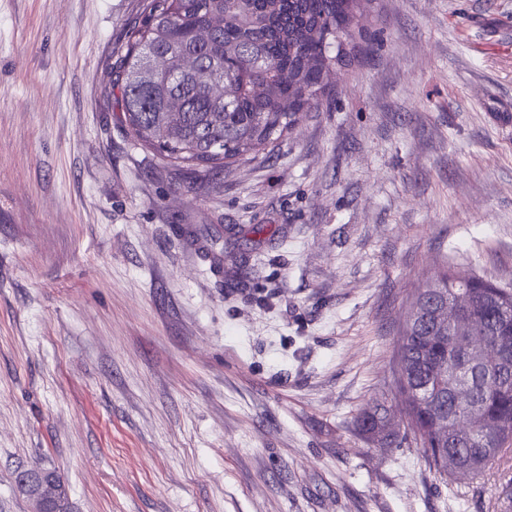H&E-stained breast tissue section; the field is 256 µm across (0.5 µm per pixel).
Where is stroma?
Here are the masks:
<instances>
[{"instance_id": "1", "label": "stroma", "mask_w": 512, "mask_h": 512, "mask_svg": "<svg viewBox=\"0 0 512 512\" xmlns=\"http://www.w3.org/2000/svg\"><path fill=\"white\" fill-rule=\"evenodd\" d=\"M144 0H0V512H512L379 447L416 288H512V0H369L272 157L194 175L108 89ZM386 410L380 404H374L363 410L358 417L359 430L369 438L386 441L398 437V434L387 431ZM391 440V439H390ZM33 473L43 475L47 479H51L59 484L62 489V498L59 502L52 505V510L49 512H70L71 502L68 493V487L61 476L56 470H49L44 468H29ZM53 481H42L33 489L28 490V483L25 479L20 480V485L26 492L27 498L32 504V512H45L46 505L57 499L59 491L58 485Z\"/></svg>"}]
</instances>
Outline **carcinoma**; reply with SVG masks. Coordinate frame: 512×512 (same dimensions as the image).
<instances>
[{
    "label": "carcinoma",
    "instance_id": "cac0c4a2",
    "mask_svg": "<svg viewBox=\"0 0 512 512\" xmlns=\"http://www.w3.org/2000/svg\"><path fill=\"white\" fill-rule=\"evenodd\" d=\"M361 0H148L129 23L126 51L112 66V95L136 140L194 174L254 159L285 137L302 112L326 94L324 72L350 38ZM473 298L475 331L452 335L435 322L453 312L456 287ZM417 317L396 347V388L405 396L407 430L446 479L466 469L481 478L489 462L512 449V289L444 269L418 289ZM497 345L507 362H482ZM470 391L456 398V381ZM476 415L475 428H457ZM369 438L388 440L385 409L358 417ZM31 472L59 484L51 512H71L68 487L55 470Z\"/></svg>",
    "mask_w": 512,
    "mask_h": 512
}]
</instances>
